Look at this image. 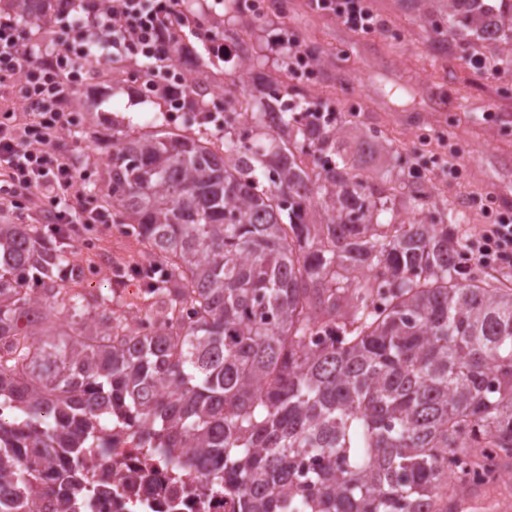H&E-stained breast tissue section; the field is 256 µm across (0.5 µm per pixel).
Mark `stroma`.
Masks as SVG:
<instances>
[{"label": "stroma", "mask_w": 512, "mask_h": 512, "mask_svg": "<svg viewBox=\"0 0 512 512\" xmlns=\"http://www.w3.org/2000/svg\"><path fill=\"white\" fill-rule=\"evenodd\" d=\"M265 2L264 16L247 11L216 21L221 28L251 31L260 65L244 67L232 51L213 66L198 67L196 58L206 48L204 36L195 35L193 54L177 60L183 74L201 78L213 90L234 84L242 73L255 101H266L272 80L283 78L288 64L287 52L273 45L278 30L287 29L301 47L322 50L316 81L297 85L306 101L334 107L340 127L374 132L387 141L389 148L382 152L355 144L367 174L417 169L420 146L439 166L460 165V176L443 178L422 205L400 194L392 197L389 216L402 221L421 211L437 217L451 213L458 236L465 239L490 223L491 212L512 211V68H476L460 43L442 53L432 50L430 25L403 0H367L381 28L402 30L399 40L351 31L336 17L312 10L309 0ZM109 60L107 51L99 50L98 69L89 72L76 94L79 130L60 137L72 166L90 171L94 184L106 176L103 160L112 149L113 125L151 132L159 109L154 95L132 76L118 84L105 81L102 67ZM458 512H512V482L467 490Z\"/></svg>", "instance_id": "obj_1"}]
</instances>
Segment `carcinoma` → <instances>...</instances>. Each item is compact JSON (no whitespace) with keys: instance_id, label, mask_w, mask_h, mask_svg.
<instances>
[{"instance_id":"obj_1","label":"carcinoma","mask_w":512,"mask_h":512,"mask_svg":"<svg viewBox=\"0 0 512 512\" xmlns=\"http://www.w3.org/2000/svg\"><path fill=\"white\" fill-rule=\"evenodd\" d=\"M436 15L434 47L496 26L512 65V0H405ZM276 82L247 138L170 127L112 129L97 192L151 262L144 317L84 288L75 246L48 224L0 222V512H67L98 428L132 429L178 478L236 512H454L452 465L512 460V287L460 266L455 228L432 215L380 224L410 173L362 175L341 129L275 111ZM223 146L218 154L213 140ZM320 153L317 171L296 154Z\"/></svg>"}]
</instances>
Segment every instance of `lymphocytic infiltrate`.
Returning <instances> with one entry per match:
<instances>
[{
    "label": "lymphocytic infiltrate",
    "instance_id": "obj_1",
    "mask_svg": "<svg viewBox=\"0 0 512 512\" xmlns=\"http://www.w3.org/2000/svg\"><path fill=\"white\" fill-rule=\"evenodd\" d=\"M45 24L32 37L16 16L12 0H0V85H9L27 113L17 123L13 111L0 113V206H34L43 223L56 225L72 239L83 230L109 228L112 213L96 206L85 177L59 149V138L77 123L75 95L83 63L99 42L113 59L149 60L147 88L169 101L174 111H192L183 95L182 74L173 61L191 49L195 26L180 0H38ZM312 9L336 15L346 27L365 30L373 15L364 0H310ZM463 256L470 265L492 266L512 259V213L502 212L468 238Z\"/></svg>",
    "mask_w": 512,
    "mask_h": 512
}]
</instances>
